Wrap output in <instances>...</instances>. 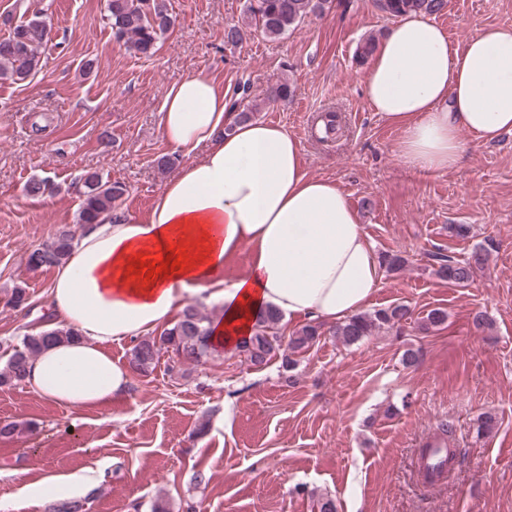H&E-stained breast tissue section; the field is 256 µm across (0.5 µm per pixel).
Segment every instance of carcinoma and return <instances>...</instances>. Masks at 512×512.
Instances as JSON below:
<instances>
[{
	"label": "carcinoma",
	"mask_w": 512,
	"mask_h": 512,
	"mask_svg": "<svg viewBox=\"0 0 512 512\" xmlns=\"http://www.w3.org/2000/svg\"><path fill=\"white\" fill-rule=\"evenodd\" d=\"M330 0H248L247 12L254 21L255 29L269 39H277L308 15L321 12ZM380 10L392 17L409 13L437 15L448 7V0H378ZM108 12L112 20L115 38L125 47L138 54L150 55L158 35L173 25L167 0H108ZM49 41V29L37 18L21 22L10 29L8 36L0 39V78L14 83L25 81L37 69L39 50ZM294 89L286 82L272 86L267 103L286 102ZM84 199L80 210V227L88 232L98 218L114 208L125 194L118 182L105 181L96 173L83 177ZM74 234L62 229L55 239L31 250L27 264L32 268L54 267L67 259L74 247ZM488 253L474 250L459 261L451 256L436 257L435 273L452 286L463 287L473 278L475 271L488 265ZM412 319V310L405 304H396L373 313L358 314L335 329V334L347 343H354L369 336L383 326L402 327ZM281 317L267 313L256 322L253 333L241 341L236 349L255 366L267 364L271 354L280 350L283 343L279 324ZM211 320L195 306L189 305L179 319L160 335L144 337L131 350L129 364L132 371L145 374L152 369L162 351L174 355V363H201L211 357L216 349L208 342ZM321 336V326L310 323L289 337L287 348L293 352L310 348ZM80 338V332L72 326H56L38 334L22 338L21 346L14 349L4 367L0 369V384L19 385L26 380L27 366L31 358L48 345L70 342ZM45 512H84V502L51 501Z\"/></svg>",
	"instance_id": "carcinoma-1"
}]
</instances>
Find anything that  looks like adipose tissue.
Masks as SVG:
<instances>
[{
	"label": "adipose tissue",
	"instance_id": "ef3b65f1",
	"mask_svg": "<svg viewBox=\"0 0 512 512\" xmlns=\"http://www.w3.org/2000/svg\"><path fill=\"white\" fill-rule=\"evenodd\" d=\"M364 94L400 128L407 166L455 169L461 132L482 143L512 132V27L481 28L458 46L427 16H400L370 59ZM158 127L185 162L149 214H103L56 268L49 303L81 336L31 360L26 383L45 399L81 409L125 395L132 370L104 343L169 325L184 295L223 306L211 340L231 349L265 311L333 324L363 311L380 286L382 265L346 193L307 173L283 127L238 120L199 73L171 85ZM244 244L248 274L224 280L225 261ZM170 255L181 266L166 267ZM144 261L161 272L146 275Z\"/></svg>",
	"mask_w": 512,
	"mask_h": 512
}]
</instances>
